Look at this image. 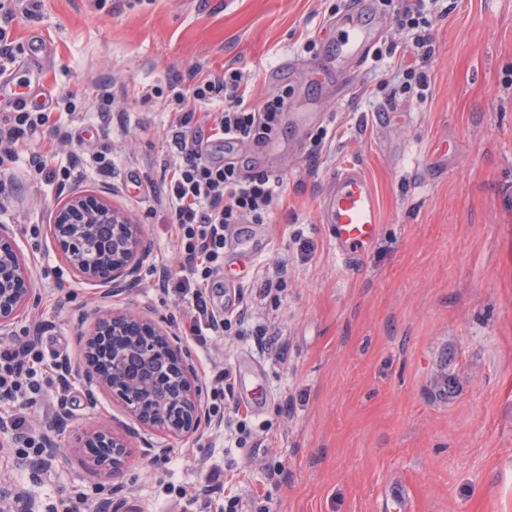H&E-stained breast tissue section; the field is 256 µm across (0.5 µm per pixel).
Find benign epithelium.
Listing matches in <instances>:
<instances>
[{"label": "benign epithelium", "mask_w": 512, "mask_h": 512, "mask_svg": "<svg viewBox=\"0 0 512 512\" xmlns=\"http://www.w3.org/2000/svg\"><path fill=\"white\" fill-rule=\"evenodd\" d=\"M55 247L67 273L102 290L107 298L121 294L136 276L148 249L141 226L106 199L72 193L53 213ZM35 278L8 224L0 225V335H16L19 315L34 307L39 295ZM84 343L82 364L70 367L89 386L87 398L100 392L120 401L141 426L174 439L209 426L204 387L195 365L177 336L128 311H95ZM85 464L106 475L118 473L129 457L126 438L109 427L80 435ZM0 497L15 512H37L23 490L3 486Z\"/></svg>", "instance_id": "benign-epithelium-1"}]
</instances>
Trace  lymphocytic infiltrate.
Instances as JSON below:
<instances>
[{"mask_svg":"<svg viewBox=\"0 0 512 512\" xmlns=\"http://www.w3.org/2000/svg\"><path fill=\"white\" fill-rule=\"evenodd\" d=\"M244 95L239 75L200 78L191 92H177L182 115L168 131L173 155L163 167L158 196L180 248L181 271H165L163 286L189 299L193 315L188 334L202 345L211 336H242L247 308L215 315L205 297L206 282L219 271L235 225L265 223L284 190L281 176L245 175L235 163L216 164L187 133L197 103L210 102L218 107L212 119L216 139L249 144L268 140L288 105L287 92H278L257 109L244 107ZM46 126L58 131L60 141H68V133L61 131L53 112L21 107L5 116L0 121V168L9 170L17 165L44 172L48 151L37 133ZM55 370V364L40 353L38 342L26 341L18 349L1 347L0 396L39 394Z\"/></svg>","mask_w":512,"mask_h":512,"instance_id":"f902f5d3","label":"lymphocytic infiltrate"}]
</instances>
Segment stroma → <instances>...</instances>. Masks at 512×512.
I'll return each mask as SVG.
<instances>
[{
    "label": "stroma",
    "instance_id": "stroma-1",
    "mask_svg": "<svg viewBox=\"0 0 512 512\" xmlns=\"http://www.w3.org/2000/svg\"><path fill=\"white\" fill-rule=\"evenodd\" d=\"M346 2L15 0L11 16L0 17L18 60L6 79L60 113L84 158L105 143L95 125L101 90L111 91L106 143L116 169L70 189L111 200L141 224L148 247L118 296L62 276L50 231L62 195L14 169L0 224L12 225L39 293L18 321V341L41 332L44 353L76 362L83 312L130 309L180 335L206 406H224L223 369L249 378L240 398L251 434L237 448L212 428L183 441L144 430L108 398L89 404L80 377L70 389L54 383L8 402L61 448L51 467L22 470L0 434V484L23 487L38 512H59L65 501L95 512L104 498L127 500L134 512H196L186 493L210 464L238 480L247 512H512V0H423L424 57L406 51L415 34L397 27V0H371L383 32L340 85L325 61L330 22ZM409 65L426 73V89L405 88L398 73ZM198 66L213 76L242 73L250 107L289 93L268 147L225 152L211 137L206 103L193 124L215 159L287 183L270 223L241 225L207 290L219 308L253 304L252 324L282 336L279 357L259 353L249 336L230 352L220 336L203 347L183 337V306L154 272L161 262L179 267L151 189L180 111L169 85L191 89ZM306 107L316 122L295 126L290 113ZM374 112L393 118L375 128ZM322 129L328 145L314 163L312 134ZM349 162L364 169L382 216L378 238L351 267L337 260L321 221L331 179ZM275 266L284 278L277 302L259 295ZM63 398L71 415L62 426ZM98 424L129 444L128 463L110 477L91 473L74 450ZM161 448L177 463L158 462ZM269 463L282 464L287 479L269 480Z\"/></svg>",
    "mask_w": 512,
    "mask_h": 512
}]
</instances>
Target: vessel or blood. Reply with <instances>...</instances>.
Instances as JSON below:
<instances>
[{"label": "vessel or blood", "mask_w": 512, "mask_h": 512, "mask_svg": "<svg viewBox=\"0 0 512 512\" xmlns=\"http://www.w3.org/2000/svg\"><path fill=\"white\" fill-rule=\"evenodd\" d=\"M336 32V65H362L378 37L376 26L367 22L360 0H349L345 11L333 20ZM322 221L336 244L342 264H356L357 250L372 243L379 232V199L364 171L354 165L342 167L322 207Z\"/></svg>", "instance_id": "obj_1"}]
</instances>
